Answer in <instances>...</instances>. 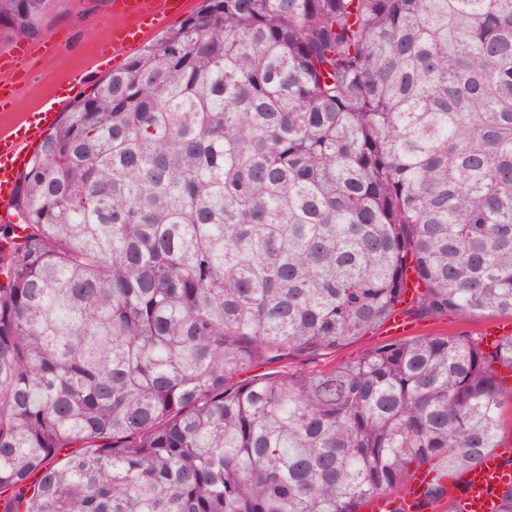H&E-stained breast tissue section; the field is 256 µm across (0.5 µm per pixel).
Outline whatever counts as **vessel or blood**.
Listing matches in <instances>:
<instances>
[{
  "mask_svg": "<svg viewBox=\"0 0 512 512\" xmlns=\"http://www.w3.org/2000/svg\"><path fill=\"white\" fill-rule=\"evenodd\" d=\"M185 10V0H113V56H125L148 30L175 22ZM86 83L84 72L72 73L41 111L27 115L20 129L0 132V220L12 219L10 202L27 162L26 145L43 138L57 123L60 109L82 92ZM506 454V449H496L482 466L466 473L455 498L462 512H499L503 491L512 487V464ZM429 480V475L422 473L411 482L403 493L404 512H419Z\"/></svg>",
  "mask_w": 512,
  "mask_h": 512,
  "instance_id": "b4317fda",
  "label": "vessel or blood"
}]
</instances>
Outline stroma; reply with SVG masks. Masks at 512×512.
<instances>
[{
	"label": "stroma",
	"mask_w": 512,
	"mask_h": 512,
	"mask_svg": "<svg viewBox=\"0 0 512 512\" xmlns=\"http://www.w3.org/2000/svg\"><path fill=\"white\" fill-rule=\"evenodd\" d=\"M112 32V0H59L49 13L39 37L21 40L0 29V55L17 54L26 48V79L16 81V105L0 112V130L18 125L23 116L36 111L57 86L72 72L82 71L88 84H95L122 67V60H111L105 50ZM415 325L414 334L426 336H483L494 324L491 316L461 320L452 315H422L408 309ZM384 328H376L318 360L296 358L294 368L317 369L353 360L368 349L390 343Z\"/></svg>",
	"instance_id": "1"
}]
</instances>
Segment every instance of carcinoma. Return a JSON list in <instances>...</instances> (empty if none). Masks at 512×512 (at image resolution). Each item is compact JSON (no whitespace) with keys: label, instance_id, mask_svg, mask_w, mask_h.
I'll list each match as a JSON object with an SVG mask.
<instances>
[{"label":"carcinoma","instance_id":"carcinoma-1","mask_svg":"<svg viewBox=\"0 0 512 512\" xmlns=\"http://www.w3.org/2000/svg\"><path fill=\"white\" fill-rule=\"evenodd\" d=\"M11 212L0 512H402L501 446L512 335L253 370L384 323L409 263L427 314L512 317V0H203L51 128ZM432 475L427 473L419 474L403 492V500L399 502L402 504V509L405 512H419L425 500L424 493L427 489V482L430 481Z\"/></svg>","mask_w":512,"mask_h":512}]
</instances>
